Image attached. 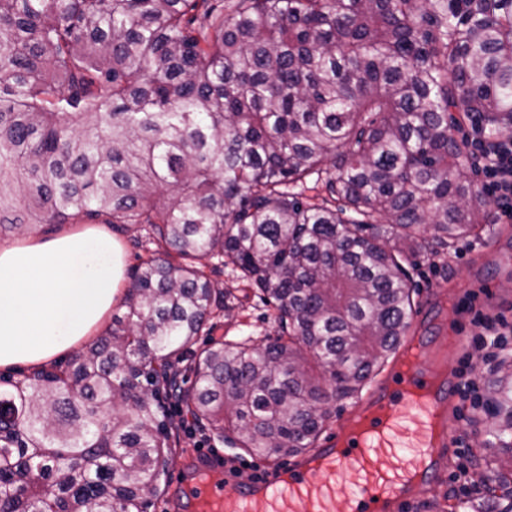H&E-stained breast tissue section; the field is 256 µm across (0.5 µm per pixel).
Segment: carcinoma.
I'll list each match as a JSON object with an SVG mask.
<instances>
[{"label":"carcinoma","instance_id":"cac0c4a2","mask_svg":"<svg viewBox=\"0 0 512 512\" xmlns=\"http://www.w3.org/2000/svg\"><path fill=\"white\" fill-rule=\"evenodd\" d=\"M464 123L512 133V0H0V232L147 224L167 247L66 367L5 378L0 512H147L173 397L233 448L312 449L406 336L405 264L486 231ZM207 256L279 336L192 350L225 306ZM488 405L512 457L509 354ZM484 498L512 512L505 465Z\"/></svg>","mask_w":512,"mask_h":512}]
</instances>
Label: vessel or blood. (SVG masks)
I'll return each mask as SVG.
<instances>
[{
  "label": "vessel or blood",
  "instance_id": "vessel-or-blood-1",
  "mask_svg": "<svg viewBox=\"0 0 512 512\" xmlns=\"http://www.w3.org/2000/svg\"><path fill=\"white\" fill-rule=\"evenodd\" d=\"M428 383L420 367L383 381L384 414L372 416L363 439L350 440L346 447L331 434L308 460L268 468L252 480L229 474L217 458L208 466V477L198 478L187 494L215 512H404L406 473L420 468L425 482H435L440 461L453 453L447 386L422 402L410 394ZM347 473L355 483L345 497L336 482Z\"/></svg>",
  "mask_w": 512,
  "mask_h": 512
}]
</instances>
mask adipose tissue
Returning a JSON list of instances; mask_svg holds the SVG:
<instances>
[{"label":"adipose tissue","instance_id":"obj_1","mask_svg":"<svg viewBox=\"0 0 512 512\" xmlns=\"http://www.w3.org/2000/svg\"><path fill=\"white\" fill-rule=\"evenodd\" d=\"M123 281V251L105 229L0 248V366L41 365L103 324Z\"/></svg>","mask_w":512,"mask_h":512}]
</instances>
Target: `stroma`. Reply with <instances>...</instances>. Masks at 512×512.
Instances as JSON below:
<instances>
[{
  "instance_id": "35a3bbf8",
  "label": "stroma",
  "mask_w": 512,
  "mask_h": 512,
  "mask_svg": "<svg viewBox=\"0 0 512 512\" xmlns=\"http://www.w3.org/2000/svg\"><path fill=\"white\" fill-rule=\"evenodd\" d=\"M108 232L123 248L124 273L132 275L140 260L160 256L164 246L153 237L145 224H111ZM500 234L492 250H485L480 238L460 240L446 258L420 262L411 268L409 276L415 289L418 305L429 308V315L411 322L409 335L423 339L427 357L441 361L450 372H458L463 351L448 345V324L457 320L469 324L470 316L460 308L462 300L473 297L476 309L491 315H500L512 322V223L499 227ZM199 266L214 288L229 293L228 309L214 311L211 321L213 337L228 340L251 336L262 340L275 338L278 328L272 320L271 305L261 300L259 293L238 278L236 272L214 258L200 260ZM493 282V290H485L486 282ZM173 433V462L162 480L165 488L167 512L177 510V479L180 471L192 467L204 453H230L237 464H286V456L274 458L254 456L239 449L229 448L214 431L199 427L176 400L166 403ZM456 436L466 439L472 451L467 457L450 458L441 465L438 482L419 492L408 512H450L462 497L479 498L485 492L484 482L491 469L501 459L499 449L487 447L482 432L487 418L484 408H470L456 401Z\"/></svg>"
}]
</instances>
